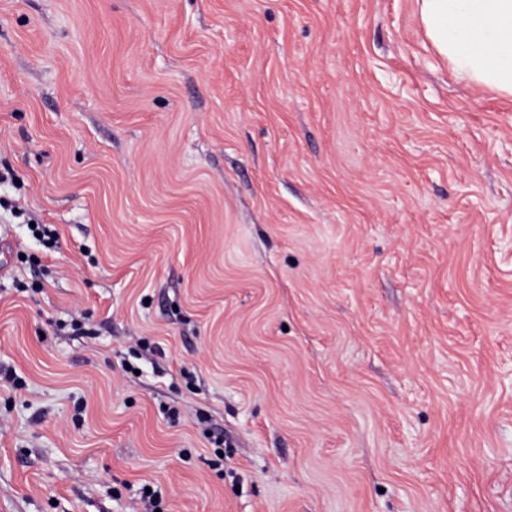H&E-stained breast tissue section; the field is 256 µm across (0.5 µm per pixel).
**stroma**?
<instances>
[{"label": "stroma", "mask_w": 512, "mask_h": 512, "mask_svg": "<svg viewBox=\"0 0 512 512\" xmlns=\"http://www.w3.org/2000/svg\"><path fill=\"white\" fill-rule=\"evenodd\" d=\"M147 487L512 512V96L417 0H0V512Z\"/></svg>", "instance_id": "obj_1"}]
</instances>
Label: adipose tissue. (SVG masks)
Instances as JSON below:
<instances>
[{
    "mask_svg": "<svg viewBox=\"0 0 512 512\" xmlns=\"http://www.w3.org/2000/svg\"><path fill=\"white\" fill-rule=\"evenodd\" d=\"M421 20L453 71L512 96V0H418Z\"/></svg>",
    "mask_w": 512,
    "mask_h": 512,
    "instance_id": "obj_1",
    "label": "adipose tissue"
}]
</instances>
